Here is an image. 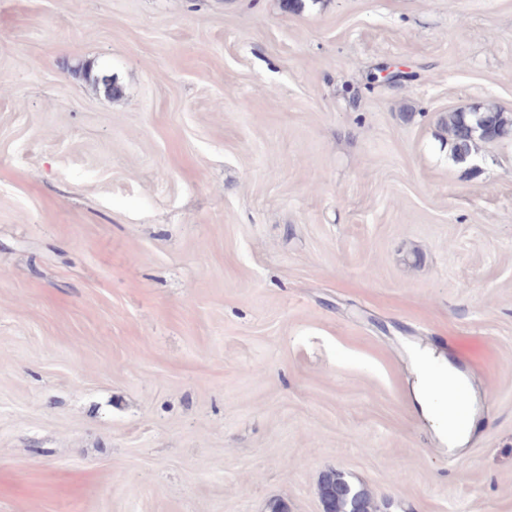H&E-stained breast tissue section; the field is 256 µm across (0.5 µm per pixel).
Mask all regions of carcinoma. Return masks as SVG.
Listing matches in <instances>:
<instances>
[{"mask_svg":"<svg viewBox=\"0 0 512 512\" xmlns=\"http://www.w3.org/2000/svg\"><path fill=\"white\" fill-rule=\"evenodd\" d=\"M442 124L455 159L472 154L477 142L500 139L512 130V118L493 108L481 112H451ZM320 497L326 512H354L358 507L362 512H374L369 493L352 486L339 472H330L324 477Z\"/></svg>","mask_w":512,"mask_h":512,"instance_id":"cac0c4a2","label":"carcinoma"}]
</instances>
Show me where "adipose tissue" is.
<instances>
[{
	"label": "adipose tissue",
	"mask_w": 512,
	"mask_h": 512,
	"mask_svg": "<svg viewBox=\"0 0 512 512\" xmlns=\"http://www.w3.org/2000/svg\"><path fill=\"white\" fill-rule=\"evenodd\" d=\"M431 360V354L426 352L417 353L415 356V361L419 367L418 384L414 393L415 400L420 410L433 419L435 428L442 440L447 441L452 446L464 444L469 440V429L449 430L448 416L451 408L442 402L447 384L459 380L461 373L451 363L444 362L440 365L439 379H432L425 368L426 363L431 362Z\"/></svg>",
	"instance_id": "adipose-tissue-1"
}]
</instances>
